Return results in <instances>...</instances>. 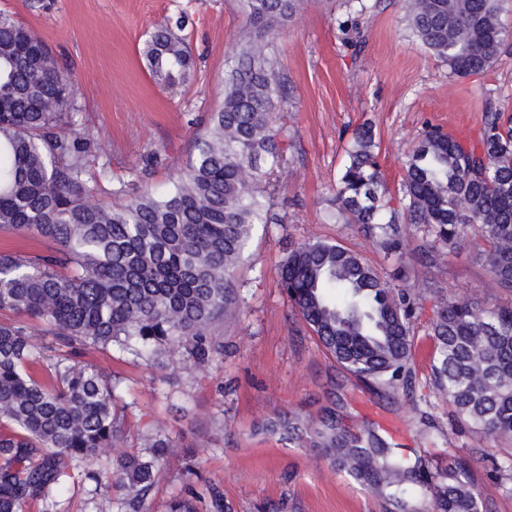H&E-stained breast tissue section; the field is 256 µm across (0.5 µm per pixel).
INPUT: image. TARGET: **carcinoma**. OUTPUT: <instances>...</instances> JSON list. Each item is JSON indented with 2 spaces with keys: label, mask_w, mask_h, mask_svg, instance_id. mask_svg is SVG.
Here are the masks:
<instances>
[{
  "label": "carcinoma",
  "mask_w": 512,
  "mask_h": 512,
  "mask_svg": "<svg viewBox=\"0 0 512 512\" xmlns=\"http://www.w3.org/2000/svg\"><path fill=\"white\" fill-rule=\"evenodd\" d=\"M299 0H239L263 34L244 40L225 77L224 101L196 155L162 196L113 193L94 199L97 182L75 120L70 77L50 47L11 14L0 12V231L49 240L48 253L0 252V512L36 505L58 512L56 497L71 472L112 449V469L87 471L102 493L116 485V512H144L167 460L161 429L144 451L122 448L125 414L118 382L78 361L89 348L116 350L154 363L170 350L205 365L224 355L212 335L242 302L234 272L256 224H276L273 177L287 164L275 110L285 99L267 40L293 17ZM502 0H408L406 17L426 52L458 77L479 75L506 41ZM145 55L172 92L187 84L192 56L169 27L154 31ZM338 174L329 224H361L388 255L402 257L403 226L423 233L416 250L438 263L460 244L477 247L491 309L437 299L432 336L434 384L456 419L491 439L512 442V116L489 111L478 142L465 144L438 126L425 129L404 162L394 197L378 162L372 125L352 133ZM280 284L306 326L338 363L380 389L412 384L411 288H398L362 256L327 238L288 252ZM52 338L37 349L32 338ZM262 428L290 442L309 439L330 464L382 497L388 512H483L491 491L457 460L422 478L420 467L387 441L340 428L336 412L319 419L277 414Z\"/></svg>",
  "instance_id": "carcinoma-1"
}]
</instances>
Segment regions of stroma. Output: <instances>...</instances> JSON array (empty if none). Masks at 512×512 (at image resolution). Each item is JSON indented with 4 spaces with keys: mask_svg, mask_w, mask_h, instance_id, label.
I'll return each mask as SVG.
<instances>
[{
    "mask_svg": "<svg viewBox=\"0 0 512 512\" xmlns=\"http://www.w3.org/2000/svg\"><path fill=\"white\" fill-rule=\"evenodd\" d=\"M403 0H300L288 23L270 35L288 88L276 123L285 133L288 165L278 175L273 210L282 221L256 226L236 277L242 311L215 331L224 354L202 367L173 356L165 370L116 352L88 349L83 362L117 375L129 403L124 445L137 448L155 428L173 447L146 500L147 512L194 493L204 508L218 487L231 512H385L382 500L317 449L260 430L280 412L318 417L331 408L341 425L375 430L400 455L436 475L449 455L482 448L472 462L477 485L493 475V461L512 456L507 442L459 425L436 393L430 334L436 299L423 293L414 326V379L389 397L348 372L327 353L292 308L279 283L288 251L327 237L360 254L381 275L401 284L431 280L438 288L483 298L485 272L469 245L428 267L413 256L395 264L355 224H328L353 129L370 123L390 191H398L406 154L426 125L458 139H478L484 114L512 113V0L501 13L508 33L498 62L485 74L460 78L429 55L410 31ZM0 10L34 29L73 77L77 122L91 144L89 161L104 169L98 200L114 203V188L165 193L194 153L196 138L224 99V75L253 28L237 0H0ZM187 43L194 72L177 94L153 78L143 53L157 26ZM197 474L186 477V459ZM76 475L59 496L61 512H113L112 500L93 495Z\"/></svg>",
    "mask_w": 512,
    "mask_h": 512,
    "instance_id": "obj_1",
    "label": "stroma"
}]
</instances>
